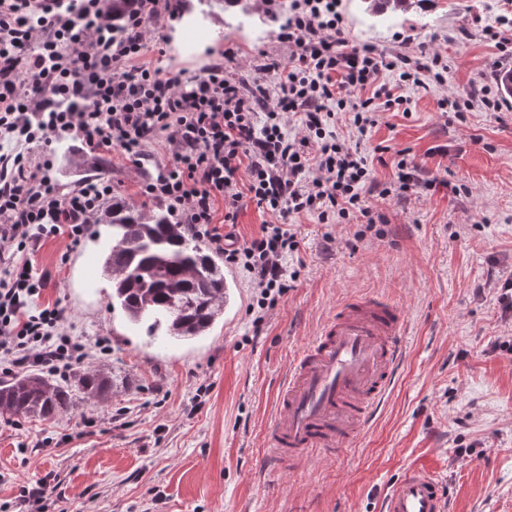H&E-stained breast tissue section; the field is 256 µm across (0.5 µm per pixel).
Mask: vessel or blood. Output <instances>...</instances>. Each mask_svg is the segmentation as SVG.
<instances>
[{
    "instance_id": "1",
    "label": "vessel or blood",
    "mask_w": 512,
    "mask_h": 512,
    "mask_svg": "<svg viewBox=\"0 0 512 512\" xmlns=\"http://www.w3.org/2000/svg\"><path fill=\"white\" fill-rule=\"evenodd\" d=\"M401 311L375 298L354 299L293 360L267 436L272 470L304 462L310 451L338 453L372 423L404 356ZM439 479L406 469L385 493L381 512H447Z\"/></svg>"
}]
</instances>
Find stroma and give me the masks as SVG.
I'll list each match as a JSON object with an SVG mask.
<instances>
[{
    "label": "stroma",
    "mask_w": 512,
    "mask_h": 512,
    "mask_svg": "<svg viewBox=\"0 0 512 512\" xmlns=\"http://www.w3.org/2000/svg\"><path fill=\"white\" fill-rule=\"evenodd\" d=\"M207 22L213 43L180 53L166 27L148 28L149 60L191 77L231 50L246 68L288 46L253 0H181ZM345 33L379 50L421 46L448 71L440 92L415 90L408 113H383L368 135L375 176H396L399 151L421 166L416 194L371 196L384 217L368 230L360 215L344 224L291 219L297 248L286 259L296 279L262 325L252 290L235 271L234 305L206 335L165 344L113 310L112 288L89 277L104 227L89 224L78 243L42 240L26 258L48 283L34 307L60 304L75 340L107 337L112 355L105 401L77 399L53 419L0 413V504L36 512L20 491L47 482L45 512H380V498L407 468L441 480L450 512H512V312L499 288L512 279V98L500 109L457 117L440 96L497 87L512 54L482 33L512 27V0H421L390 18L343 0ZM467 26L470 39H460ZM52 175L62 192L85 176L111 180L115 196L137 208L142 178L121 154L94 158L81 143L58 144ZM375 296L402 309L406 352L372 425L332 457L315 455L300 471L264 465L266 434L279 387L294 357L351 297ZM205 396H198V387Z\"/></svg>",
    "instance_id": "obj_1"
}]
</instances>
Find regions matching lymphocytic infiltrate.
<instances>
[{
  "instance_id": "lymphocytic-infiltrate-1",
  "label": "lymphocytic infiltrate",
  "mask_w": 512,
  "mask_h": 512,
  "mask_svg": "<svg viewBox=\"0 0 512 512\" xmlns=\"http://www.w3.org/2000/svg\"><path fill=\"white\" fill-rule=\"evenodd\" d=\"M179 8L178 0H138L116 39L107 0H62L51 11L0 0V145L14 147L0 152V373L38 366L64 376L112 353L105 338L75 342L59 305L28 308L46 280L22 253L58 235L79 240L114 193L111 181L89 179L61 194L50 175L60 141L136 164L161 142L171 161L142 183L143 194L167 200L182 223L223 250L225 263L246 273L258 324L289 288L283 260L297 247L289 218L339 224L357 213L371 226L370 195L403 196L420 185L418 164L404 158L393 182H378L365 140L379 110L405 108L409 90L425 82L444 85L439 54L353 45L342 0H294L278 33L287 55L246 77L228 70V53L186 78L145 61L147 24L161 25ZM344 115L347 136L338 130ZM24 144L41 148L43 160L21 153ZM247 200L269 220L260 236L225 246L211 229L215 214L235 223Z\"/></svg>"
}]
</instances>
